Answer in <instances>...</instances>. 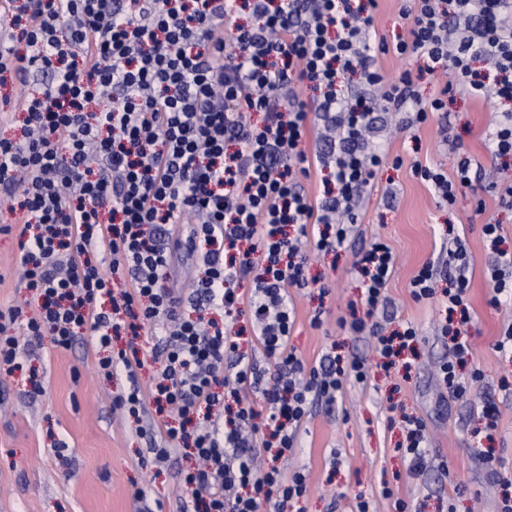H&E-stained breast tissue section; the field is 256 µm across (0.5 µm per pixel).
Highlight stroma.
<instances>
[{"label": "stroma", "mask_w": 512, "mask_h": 512, "mask_svg": "<svg viewBox=\"0 0 512 512\" xmlns=\"http://www.w3.org/2000/svg\"><path fill=\"white\" fill-rule=\"evenodd\" d=\"M448 110L445 134L433 119L397 134L395 116L381 115L375 139L386 154L374 171L373 189L360 207L347 250L310 253L309 273L330 293L319 297L313 287L293 297L290 343L307 364L331 351L374 361L371 339L342 327L340 320L349 303L360 298L351 271L353 254L380 238L393 247L397 262L387 287L392 305L376 319L389 331L413 323L420 333L418 358L425 366L400 382L371 371L366 385L347 386L335 404H313L298 446L285 461L287 470H303L309 485L290 512H350L359 494L374 500L377 512H389L388 501L379 495L385 484L409 502L412 512H498L503 494H512V356L494 349L512 322V303L490 304L496 254L482 234L483 224L501 225L505 245L512 248V205L501 199L503 185L512 183V168L500 169L488 148L502 107L495 99L474 100L458 92ZM448 137L461 142L475 167L500 169L499 186L485 179L458 194L454 205H439L411 166L419 160L453 172L456 154L444 143ZM397 156L403 160L398 168L393 165ZM451 229L467 251L472 365L483 374L460 399L440 397L429 369L448 352V341L438 332L440 308L414 302L409 294L421 266L443 256ZM17 258V239L0 235V308L23 303L32 314L36 308L28 303ZM319 307L323 324L316 329L310 319ZM33 368L44 376L45 392L39 396L28 383ZM124 384L121 378L105 379L94 349L81 342L58 350L43 340L26 369L0 370V512H140L134 497L139 489L158 503L159 512H179L184 494L180 472L187 462L174 455L158 467L143 464L147 439L139 423L112 414V395ZM488 399L500 408L497 426L489 433L480 414ZM391 402L427 419L428 465L417 475L408 474L406 462L394 451L402 430L387 426ZM60 440L64 449H55ZM488 446L495 450L494 479L478 456ZM442 461L449 476L437 468Z\"/></svg>", "instance_id": "obj_1"}]
</instances>
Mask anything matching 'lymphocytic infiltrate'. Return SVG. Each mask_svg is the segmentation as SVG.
I'll use <instances>...</instances> for the list:
<instances>
[{
	"mask_svg": "<svg viewBox=\"0 0 512 512\" xmlns=\"http://www.w3.org/2000/svg\"><path fill=\"white\" fill-rule=\"evenodd\" d=\"M377 0H5L0 85L35 92L5 98L0 126L24 113L22 137L0 135V191L17 225L21 281L39 311L0 310V366H22L21 336L70 349L89 338L123 416L150 417L147 460L179 454L182 512H285L308 492L280 459L296 447L314 400L335 402L369 378L364 360L327 355L307 366L290 343L291 291L312 287L309 247L344 250L384 151L368 135L377 113L437 116L448 97L512 101V0H403L407 34L378 37ZM423 59L440 87L422 101L411 72L385 81L378 55ZM491 59L494 77L472 64ZM331 131L309 156L306 130ZM328 168L316 194L305 181ZM412 173L452 206L477 174L466 155L453 172L415 163ZM396 262L374 239L356 255L363 312L352 333L374 340L391 373L419 333L384 334L374 317ZM193 269L174 288L180 268ZM466 253L455 244L410 281L415 302H438L449 354L441 384L467 395L471 320ZM247 316L266 367L239 350L232 322ZM126 337L125 348L112 347ZM155 365L142 389L138 372ZM259 393L260 402L246 398ZM397 450L409 474L425 466L427 424L400 417Z\"/></svg>",
	"mask_w": 512,
	"mask_h": 512,
	"instance_id": "lymphocytic-infiltrate-1",
	"label": "lymphocytic infiltrate"
}]
</instances>
